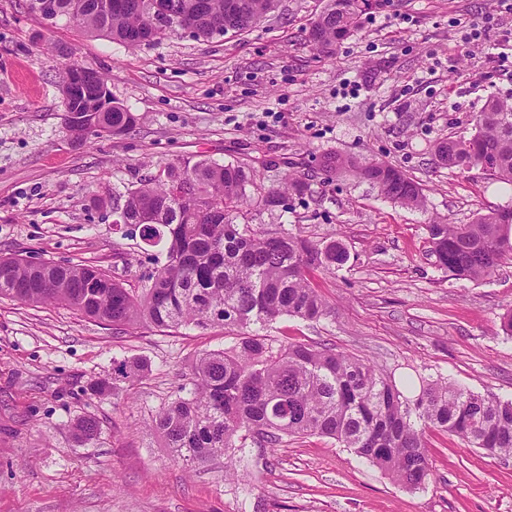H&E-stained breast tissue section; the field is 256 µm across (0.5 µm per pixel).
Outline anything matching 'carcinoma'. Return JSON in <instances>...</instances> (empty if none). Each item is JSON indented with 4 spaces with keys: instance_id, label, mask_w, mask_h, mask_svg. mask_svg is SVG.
<instances>
[{
    "instance_id": "1",
    "label": "carcinoma",
    "mask_w": 512,
    "mask_h": 512,
    "mask_svg": "<svg viewBox=\"0 0 512 512\" xmlns=\"http://www.w3.org/2000/svg\"><path fill=\"white\" fill-rule=\"evenodd\" d=\"M380 2L330 0L309 28V43L331 52ZM58 6L60 15L80 29L138 46L146 42L150 26L158 38L178 33L176 15L196 39L212 38L221 24L241 33L265 20L276 0H58ZM65 107L98 112L121 135L135 122L123 107L105 112L92 98ZM435 156L448 160L450 168L487 163L489 175L512 185V104L489 100L471 138L443 140ZM318 166L331 179L351 173L402 206L423 204L420 183L392 165L327 152ZM304 190L305 182L291 171L280 187L265 191L238 163L169 164L112 198V211L122 213L142 240L165 242V262L140 292L128 291L97 266L43 274L13 262L0 265V298L61 304L115 330L220 326L234 336L233 346L200 354L186 395L152 415V430L179 461L203 464L222 457L225 471L233 472L237 453L251 445L276 448L289 436L320 435L417 489L434 476L428 429L456 436L490 457H512V400L429 378L418 379L407 396L391 376L361 357L299 342L275 346L253 333L254 326L283 316L315 321L330 316L307 272L343 266L347 252L340 243L236 223L250 205L276 208ZM427 229L431 253L459 278L481 281L512 256V209L481 215L469 224L434 220ZM144 371L135 361L115 369L124 379ZM74 431L81 441L91 442L101 434V424L85 416Z\"/></svg>"
}]
</instances>
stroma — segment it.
<instances>
[{"label":"stroma","instance_id":"1","mask_svg":"<svg viewBox=\"0 0 512 512\" xmlns=\"http://www.w3.org/2000/svg\"><path fill=\"white\" fill-rule=\"evenodd\" d=\"M327 0H278L250 31L182 34L137 48L67 18L46 25L28 0H0V257L96 265L140 290L158 248L114 224L113 194L171 162L241 163L277 187L308 185L287 210L252 207L246 223L337 241L346 263L309 279L331 317H282L263 333L324 343L403 379L419 372L512 399V257L481 282L440 268L432 220L468 224L512 208V185L437 165L434 145L470 138L487 99L512 97V8L497 0H382L357 33L317 56L307 40ZM484 22L481 45L461 25ZM99 71L136 123L72 143L60 91L67 67ZM326 152L392 164L418 180L407 208L352 176L320 171ZM223 328L128 333L62 305L0 298V512H512V457L426 433L434 476L409 489L335 440L285 438L250 448L238 475L223 459L184 471L149 428L180 393L194 359L230 345ZM147 365L99 399L114 362ZM92 415L101 434L77 442Z\"/></svg>","mask_w":512,"mask_h":512}]
</instances>
